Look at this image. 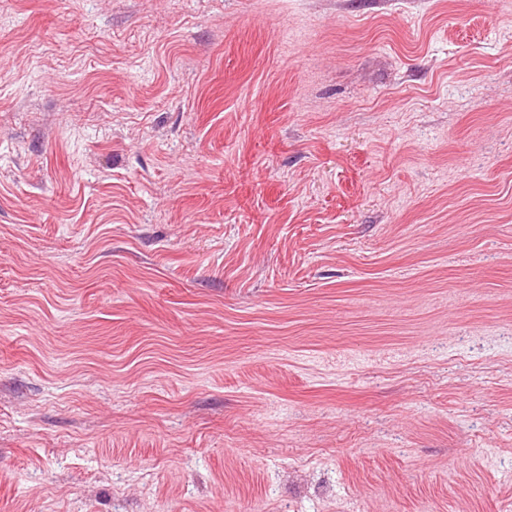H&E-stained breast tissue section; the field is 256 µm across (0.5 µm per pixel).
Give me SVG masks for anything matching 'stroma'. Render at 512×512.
<instances>
[{"label":"stroma","instance_id":"35a3bbf8","mask_svg":"<svg viewBox=\"0 0 512 512\" xmlns=\"http://www.w3.org/2000/svg\"><path fill=\"white\" fill-rule=\"evenodd\" d=\"M0 512H512V0H0Z\"/></svg>","mask_w":512,"mask_h":512}]
</instances>
